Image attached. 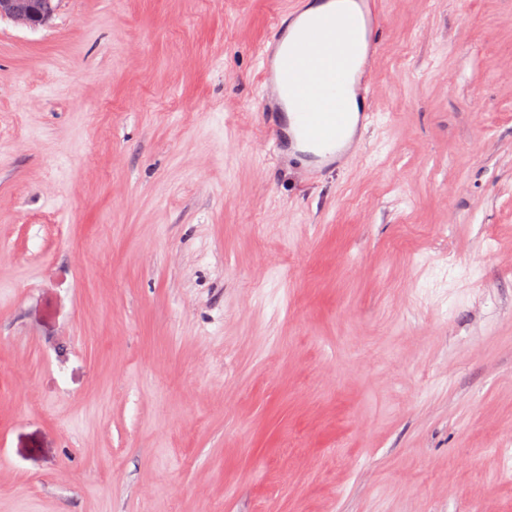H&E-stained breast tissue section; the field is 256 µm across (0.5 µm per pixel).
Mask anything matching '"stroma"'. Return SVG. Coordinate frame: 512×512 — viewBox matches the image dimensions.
<instances>
[{"instance_id":"1","label":"stroma","mask_w":512,"mask_h":512,"mask_svg":"<svg viewBox=\"0 0 512 512\" xmlns=\"http://www.w3.org/2000/svg\"><path fill=\"white\" fill-rule=\"evenodd\" d=\"M284 5L0 21V512H512V0H382L317 175Z\"/></svg>"}]
</instances>
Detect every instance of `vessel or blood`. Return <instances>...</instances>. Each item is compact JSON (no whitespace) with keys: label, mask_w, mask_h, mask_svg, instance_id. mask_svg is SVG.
I'll return each instance as SVG.
<instances>
[{"label":"vessel or blood","mask_w":512,"mask_h":512,"mask_svg":"<svg viewBox=\"0 0 512 512\" xmlns=\"http://www.w3.org/2000/svg\"><path fill=\"white\" fill-rule=\"evenodd\" d=\"M328 10L316 19L303 9L291 11L292 22L278 25L259 50L261 112H288L299 140L310 148L316 169L351 155L341 139L346 115L325 112L329 95L353 88L371 91V59L381 24L380 0H326Z\"/></svg>","instance_id":"1"}]
</instances>
